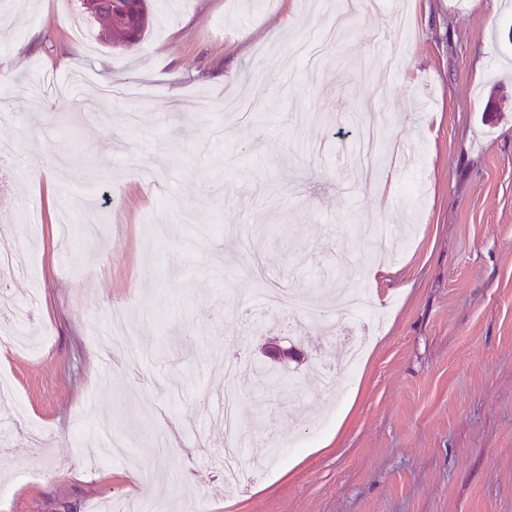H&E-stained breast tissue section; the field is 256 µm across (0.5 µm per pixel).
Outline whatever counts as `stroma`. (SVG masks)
Masks as SVG:
<instances>
[{"label": "stroma", "mask_w": 512, "mask_h": 512, "mask_svg": "<svg viewBox=\"0 0 512 512\" xmlns=\"http://www.w3.org/2000/svg\"><path fill=\"white\" fill-rule=\"evenodd\" d=\"M340 2L285 32L277 0H154L114 47L79 0H0V333L38 344L0 349V512H512V0H388L330 44ZM375 264L369 327L336 305ZM259 368L228 492L217 414Z\"/></svg>", "instance_id": "1"}]
</instances>
